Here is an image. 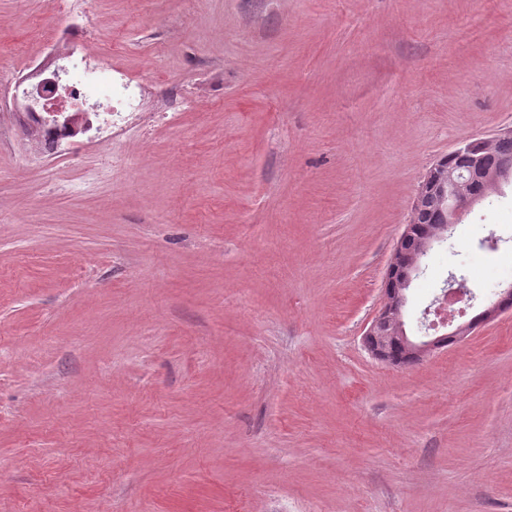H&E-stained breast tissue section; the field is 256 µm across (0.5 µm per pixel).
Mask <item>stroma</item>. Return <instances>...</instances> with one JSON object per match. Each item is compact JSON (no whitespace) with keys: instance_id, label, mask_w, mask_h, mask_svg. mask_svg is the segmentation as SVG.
<instances>
[{"instance_id":"stroma-1","label":"stroma","mask_w":512,"mask_h":512,"mask_svg":"<svg viewBox=\"0 0 512 512\" xmlns=\"http://www.w3.org/2000/svg\"><path fill=\"white\" fill-rule=\"evenodd\" d=\"M148 87L0 130V512H512V310L410 366L364 337L423 177L512 127V0H88ZM75 16L0 0V109ZM406 292L512 284V185Z\"/></svg>"}]
</instances>
